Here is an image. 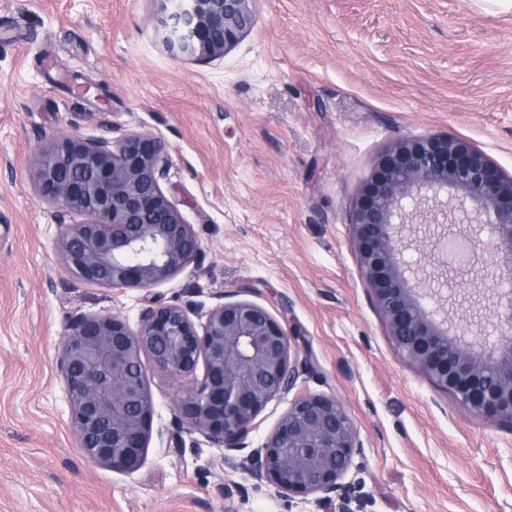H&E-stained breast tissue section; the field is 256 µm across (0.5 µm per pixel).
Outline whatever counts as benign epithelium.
<instances>
[{
  "mask_svg": "<svg viewBox=\"0 0 512 512\" xmlns=\"http://www.w3.org/2000/svg\"><path fill=\"white\" fill-rule=\"evenodd\" d=\"M165 47L195 62L224 57L252 29L258 0H158ZM170 160L161 138L76 135L42 149L29 173L55 209L59 260L73 278L112 289L160 286L200 250L163 188ZM460 214L487 231L499 304L492 339L467 315L448 319L442 291L478 290L427 269L448 251L445 234L412 240L414 220L445 226ZM81 215L84 220L72 222ZM364 282L396 353L471 413L512 421V176L467 139L408 138L381 155L355 199L352 219ZM416 246L415 264L401 260ZM57 366L78 447L124 473L145 462L154 405L148 369L201 378L178 410L192 430L228 451L247 447L254 420L277 397L288 410L262 445L269 480L284 495H319L326 508L346 499L343 480L363 443L343 403L297 390L301 371L291 334L264 306L218 301L208 310L165 304L144 310L137 329L114 313L80 312L66 327Z\"/></svg>",
  "mask_w": 512,
  "mask_h": 512,
  "instance_id": "obj_1",
  "label": "benign epithelium"
}]
</instances>
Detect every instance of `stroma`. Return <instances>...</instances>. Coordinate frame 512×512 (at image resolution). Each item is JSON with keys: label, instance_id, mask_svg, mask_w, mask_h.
Instances as JSON below:
<instances>
[{"label": "stroma", "instance_id": "1", "mask_svg": "<svg viewBox=\"0 0 512 512\" xmlns=\"http://www.w3.org/2000/svg\"><path fill=\"white\" fill-rule=\"evenodd\" d=\"M156 0H0V512H324L258 468L288 408L272 400L247 448L191 431V378L147 373L143 466L79 448L57 356L71 315L138 326L159 304L242 292L310 361L303 385L336 396L363 449L350 512H512V422L471 414L395 353L366 288L352 209L402 139H468L512 175V13L472 0H258L224 58L172 57ZM160 137L164 188L198 255L167 283L122 290L61 266L54 209L31 158L75 133Z\"/></svg>", "mask_w": 512, "mask_h": 512}]
</instances>
